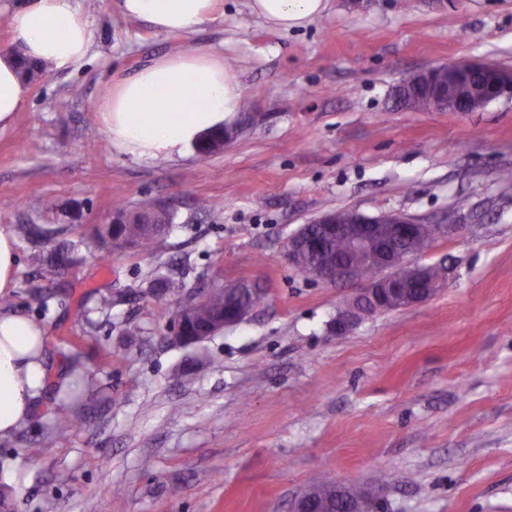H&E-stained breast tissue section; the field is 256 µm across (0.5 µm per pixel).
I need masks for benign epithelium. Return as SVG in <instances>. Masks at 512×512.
<instances>
[{
  "instance_id": "1",
  "label": "benign epithelium",
  "mask_w": 512,
  "mask_h": 512,
  "mask_svg": "<svg viewBox=\"0 0 512 512\" xmlns=\"http://www.w3.org/2000/svg\"><path fill=\"white\" fill-rule=\"evenodd\" d=\"M487 75L491 78L494 94L481 98L468 99L462 112H477L489 103L502 98L512 97V71L501 69L493 64L472 60L462 64L448 65V83L438 80L433 69L421 70L414 74V80L427 92L428 111H445L448 106L447 89L453 88L460 93L466 91L471 79ZM330 232L344 236L350 242L352 250L361 258L374 265L375 275L366 281L353 301L352 307L336 320V329L347 330L359 319L361 304H370L380 311H390L417 305L430 300L439 290L440 281L434 279L431 267L407 265L405 257L387 247L391 238L412 240L416 243L415 253H421L432 244L429 239L419 236L421 221L402 214L393 215V223L380 224L376 217L358 211L342 213L340 211L324 213L315 219ZM467 229V225L458 223L457 216H448V223L437 228L439 237H456ZM302 240L301 232H296L288 241V262L301 269L305 266L304 251L318 248V243L310 241L301 248L297 242ZM315 277L326 283L357 282L361 280L359 266L343 264L340 266L316 265ZM194 320L193 308L186 305L178 313V323L173 331L175 344H195L207 339V336H186L181 327ZM243 320L236 312H225L215 317L210 324L209 334L213 335L226 327Z\"/></svg>"
}]
</instances>
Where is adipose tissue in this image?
Returning a JSON list of instances; mask_svg holds the SVG:
<instances>
[{"label":"adipose tissue","mask_w":512,"mask_h":512,"mask_svg":"<svg viewBox=\"0 0 512 512\" xmlns=\"http://www.w3.org/2000/svg\"><path fill=\"white\" fill-rule=\"evenodd\" d=\"M216 0H120L123 16L157 31L188 34L213 20ZM327 0H250L271 27L289 30L321 16ZM21 51L0 52V130L14 122L30 95L21 61L71 73L92 57L93 23L70 0H17L7 15ZM241 98L224 58L199 48L166 54L112 84L97 104L112 144L135 158L183 154L206 134L232 124ZM45 331L20 313L0 314V438L31 415L46 382Z\"/></svg>","instance_id":"adipose-tissue-1"}]
</instances>
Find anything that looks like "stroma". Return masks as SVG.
<instances>
[{"instance_id":"35a3bbf8","label":"stroma","mask_w":512,"mask_h":512,"mask_svg":"<svg viewBox=\"0 0 512 512\" xmlns=\"http://www.w3.org/2000/svg\"><path fill=\"white\" fill-rule=\"evenodd\" d=\"M78 4L94 20V59L42 72L0 131V228L41 229L17 241L0 312L48 335L38 408L0 440V512H42L48 500L56 512H290L309 487L349 482L377 512H512V98L464 113L393 101L409 72L472 60L512 69V0L358 11L328 0L288 31L249 0H219L190 35L156 32L112 0ZM195 47L222 53L240 84L238 136L204 164L120 152L98 100L151 59ZM461 198L468 232L412 257L446 267L436 295L349 330L336 320L350 285L286 260L289 237L325 212L444 223ZM119 204L170 206L155 253L91 246ZM70 239L89 243L78 263L33 264ZM166 275L186 292L154 288ZM237 281L263 287L246 319L170 343L190 294ZM75 359L94 392L79 402L82 425L60 433ZM39 440L47 448L30 457Z\"/></svg>"}]
</instances>
